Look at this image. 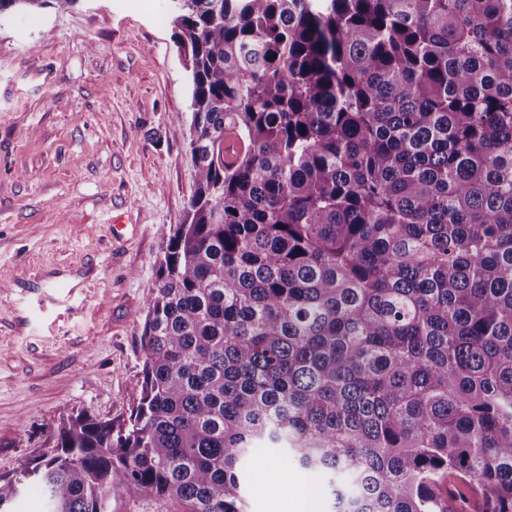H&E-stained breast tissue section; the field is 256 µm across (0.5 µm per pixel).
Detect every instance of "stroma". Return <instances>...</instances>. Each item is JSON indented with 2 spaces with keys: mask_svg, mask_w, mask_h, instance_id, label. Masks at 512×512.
<instances>
[{
  "mask_svg": "<svg viewBox=\"0 0 512 512\" xmlns=\"http://www.w3.org/2000/svg\"><path fill=\"white\" fill-rule=\"evenodd\" d=\"M171 0H77L0 17V475L63 415L127 418L169 228L195 187L191 87ZM248 512L285 490L328 512L320 476L261 448Z\"/></svg>",
  "mask_w": 512,
  "mask_h": 512,
  "instance_id": "obj_1",
  "label": "stroma"
}]
</instances>
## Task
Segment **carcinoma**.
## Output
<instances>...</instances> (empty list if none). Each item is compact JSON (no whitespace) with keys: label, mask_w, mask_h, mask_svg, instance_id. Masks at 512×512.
Masks as SVG:
<instances>
[{"label":"carcinoma","mask_w":512,"mask_h":512,"mask_svg":"<svg viewBox=\"0 0 512 512\" xmlns=\"http://www.w3.org/2000/svg\"><path fill=\"white\" fill-rule=\"evenodd\" d=\"M173 24L195 189L140 388L122 421L62 418L0 512L29 481L42 512H245L255 448L332 512H512V0H186Z\"/></svg>","instance_id":"1"}]
</instances>
